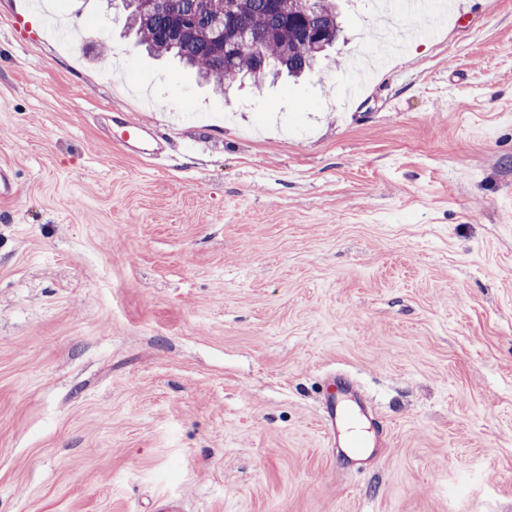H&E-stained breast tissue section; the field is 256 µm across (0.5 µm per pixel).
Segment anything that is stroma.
<instances>
[{"label":"stroma","instance_id":"stroma-1","mask_svg":"<svg viewBox=\"0 0 512 512\" xmlns=\"http://www.w3.org/2000/svg\"><path fill=\"white\" fill-rule=\"evenodd\" d=\"M338 12L311 73L221 92L106 0H0V512H512V0L430 11L354 100L412 20ZM112 122L123 130L120 143L131 151L153 158L165 147L157 134L144 127L143 123L130 113L112 116ZM146 144L150 147L145 148ZM327 434L336 437V445L343 442L346 448H364V438L356 432L357 416L347 409L342 401L336 402V410L327 412Z\"/></svg>","mask_w":512,"mask_h":512}]
</instances>
